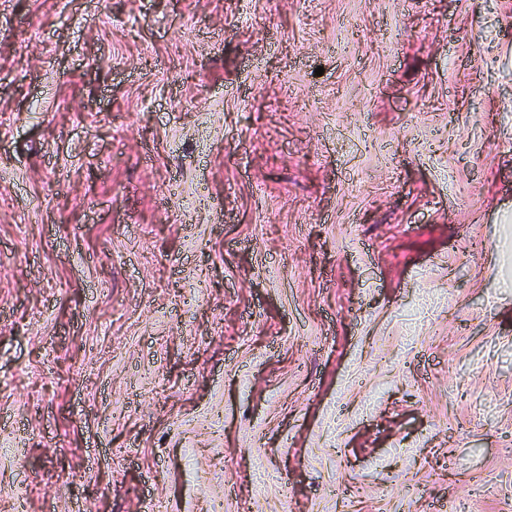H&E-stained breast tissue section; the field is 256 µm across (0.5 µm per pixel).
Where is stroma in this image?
<instances>
[{
  "label": "stroma",
  "instance_id": "1",
  "mask_svg": "<svg viewBox=\"0 0 512 512\" xmlns=\"http://www.w3.org/2000/svg\"><path fill=\"white\" fill-rule=\"evenodd\" d=\"M0 512H512V0H0Z\"/></svg>",
  "mask_w": 512,
  "mask_h": 512
}]
</instances>
